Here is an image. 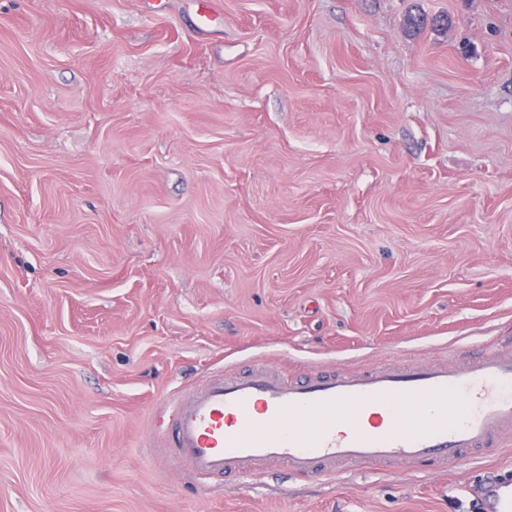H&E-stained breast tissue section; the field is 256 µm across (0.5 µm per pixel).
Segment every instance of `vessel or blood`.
Returning <instances> with one entry per match:
<instances>
[{"mask_svg": "<svg viewBox=\"0 0 512 512\" xmlns=\"http://www.w3.org/2000/svg\"><path fill=\"white\" fill-rule=\"evenodd\" d=\"M155 425L202 478L254 477L271 465L320 478L341 466L449 469L512 443V345L306 377L257 360L167 400ZM466 492L475 512H512V469Z\"/></svg>", "mask_w": 512, "mask_h": 512, "instance_id": "1", "label": "vessel or blood"}]
</instances>
